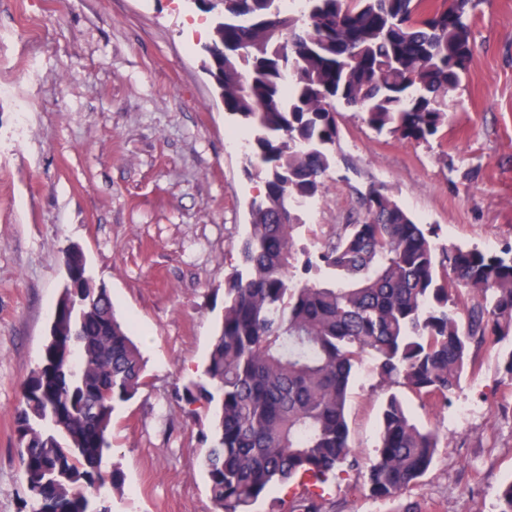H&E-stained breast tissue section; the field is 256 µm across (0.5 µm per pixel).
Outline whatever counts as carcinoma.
<instances>
[{"mask_svg": "<svg viewBox=\"0 0 512 512\" xmlns=\"http://www.w3.org/2000/svg\"><path fill=\"white\" fill-rule=\"evenodd\" d=\"M473 2L302 0L290 16L280 0H224L211 38L224 48V111L247 131L264 191L203 377L180 397L213 409V436L201 442L217 512H252L278 486L298 489L281 512H322L314 489L352 472L368 496H398L431 466L439 434L391 393L375 459L362 465L347 417L357 366L370 357L380 384L437 407L481 351L512 337V250L453 245L438 259L432 228L380 185L317 257L301 263L294 249L301 206L323 194L336 106L428 142L470 60ZM66 305L21 384L17 447L33 512H111L107 494L123 484L103 468L112 414L146 385L145 362L110 296L73 288ZM497 512H512V480Z\"/></svg>", "mask_w": 512, "mask_h": 512, "instance_id": "obj_1", "label": "carcinoma"}]
</instances>
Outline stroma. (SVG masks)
Listing matches in <instances>:
<instances>
[{
    "instance_id": "obj_1",
    "label": "stroma",
    "mask_w": 512,
    "mask_h": 512,
    "mask_svg": "<svg viewBox=\"0 0 512 512\" xmlns=\"http://www.w3.org/2000/svg\"><path fill=\"white\" fill-rule=\"evenodd\" d=\"M196 19L216 16L193 0H0V512L29 498L20 385L41 360L72 245L146 362V387L112 415L104 467L124 483L111 512H213L195 409L175 393L206 364L263 183L202 67ZM470 25L469 68L429 142L340 108L322 203L294 233L299 258L363 217L360 197L379 183L437 247L512 246V0H476ZM510 349L484 351L449 408L400 390L442 438L432 466L393 499L328 485L325 512H496L512 477ZM388 392L363 359L348 404L361 462L376 456ZM462 404L474 409L465 419Z\"/></svg>"
}]
</instances>
